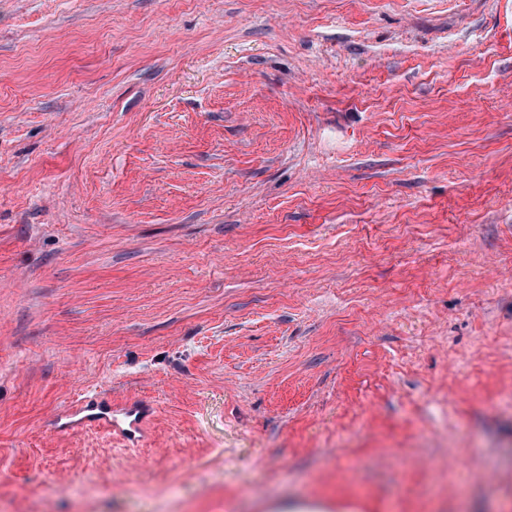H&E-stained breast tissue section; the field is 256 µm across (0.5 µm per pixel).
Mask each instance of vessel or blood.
Instances as JSON below:
<instances>
[{"label": "vessel or blood", "mask_w": 512, "mask_h": 512, "mask_svg": "<svg viewBox=\"0 0 512 512\" xmlns=\"http://www.w3.org/2000/svg\"><path fill=\"white\" fill-rule=\"evenodd\" d=\"M149 417L146 405L129 402L123 405L103 403L96 399H86L58 414L54 427L71 430L86 427L96 422L105 425L112 434L130 444L138 443Z\"/></svg>", "instance_id": "1"}]
</instances>
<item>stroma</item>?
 I'll list each match as a JSON object with an SVG mask.
<instances>
[{
    "label": "stroma",
    "mask_w": 512,
    "mask_h": 512,
    "mask_svg": "<svg viewBox=\"0 0 512 512\" xmlns=\"http://www.w3.org/2000/svg\"><path fill=\"white\" fill-rule=\"evenodd\" d=\"M0 502L512 512V0H0ZM98 410L97 413H88ZM149 414L147 405L128 402L113 405L110 402L89 398L58 414L53 420L54 428L71 430L84 428L88 423L105 425L113 435H117L129 444H137L143 434L144 424Z\"/></svg>",
    "instance_id": "stroma-1"
}]
</instances>
